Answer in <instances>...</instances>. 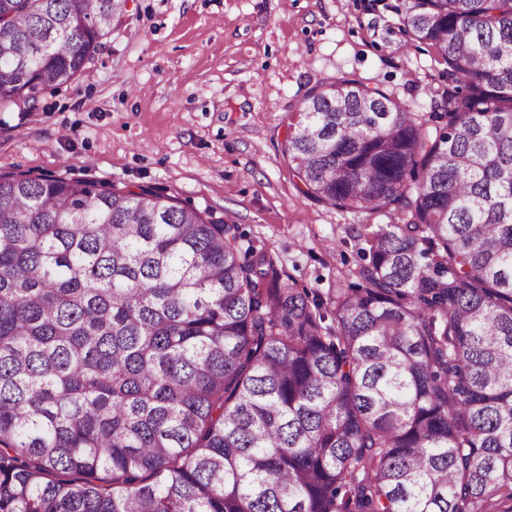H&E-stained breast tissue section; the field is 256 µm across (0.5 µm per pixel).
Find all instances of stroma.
Returning <instances> with one entry per match:
<instances>
[{
	"instance_id": "35a3bbf8",
	"label": "stroma",
	"mask_w": 512,
	"mask_h": 512,
	"mask_svg": "<svg viewBox=\"0 0 512 512\" xmlns=\"http://www.w3.org/2000/svg\"><path fill=\"white\" fill-rule=\"evenodd\" d=\"M399 0H129L83 71L36 109L0 107V173L142 186L240 225L298 287L329 298L360 263V225L396 214L298 188L287 128L313 88L349 76L416 111L446 91Z\"/></svg>"
}]
</instances>
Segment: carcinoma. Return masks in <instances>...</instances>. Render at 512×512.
<instances>
[{
  "label": "carcinoma",
  "instance_id": "1",
  "mask_svg": "<svg viewBox=\"0 0 512 512\" xmlns=\"http://www.w3.org/2000/svg\"><path fill=\"white\" fill-rule=\"evenodd\" d=\"M400 13L436 111L342 77L288 124L304 194L400 216L334 298L174 197L0 174V512H512V0ZM123 18L0 0V105Z\"/></svg>",
  "mask_w": 512,
  "mask_h": 512
}]
</instances>
